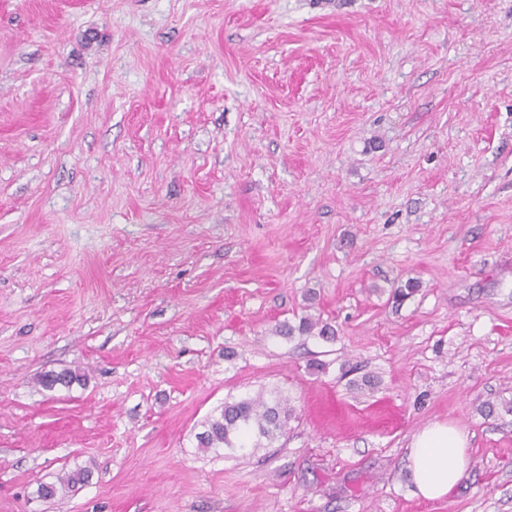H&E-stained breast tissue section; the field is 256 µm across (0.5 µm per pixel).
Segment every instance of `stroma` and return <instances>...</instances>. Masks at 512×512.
Masks as SVG:
<instances>
[{"label":"stroma","mask_w":512,"mask_h":512,"mask_svg":"<svg viewBox=\"0 0 512 512\" xmlns=\"http://www.w3.org/2000/svg\"><path fill=\"white\" fill-rule=\"evenodd\" d=\"M508 402L512 0H0V512H512ZM276 333L288 337H292L295 333H298L299 336L317 335L326 338L334 334L328 324H321L319 319H313L312 317H302L297 325H291L289 323L278 325ZM83 375L79 372L65 369L61 372L48 371L40 374L37 383L45 389H53L57 385L69 386L72 382H80ZM292 415L289 399L279 392L270 401L263 393L224 401L218 412L207 418L204 431L196 438L203 449L247 448L242 441L247 433L257 431L272 441L286 430ZM467 445V434L454 424L433 422L417 432L406 458L414 495L427 500L448 495L469 467ZM89 474V470L79 469L58 477L56 482L41 483L37 488V496L43 500L53 499L60 491L74 488L76 485L86 482Z\"/></svg>","instance_id":"obj_1"}]
</instances>
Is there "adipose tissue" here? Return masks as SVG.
<instances>
[{"mask_svg": "<svg viewBox=\"0 0 512 512\" xmlns=\"http://www.w3.org/2000/svg\"><path fill=\"white\" fill-rule=\"evenodd\" d=\"M467 445L465 431L454 424L433 422L417 432L407 453L414 495L427 500L448 495L469 467Z\"/></svg>", "mask_w": 512, "mask_h": 512, "instance_id": "ef3b65f1", "label": "adipose tissue"}]
</instances>
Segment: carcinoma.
Returning a JSON list of instances; mask_svg holds the SVG:
<instances>
[{
	"mask_svg": "<svg viewBox=\"0 0 512 512\" xmlns=\"http://www.w3.org/2000/svg\"><path fill=\"white\" fill-rule=\"evenodd\" d=\"M281 336H322L333 335V330L326 324L311 317H303L298 324L283 323L276 328ZM82 380V374L65 369L61 372L48 371L40 374L37 383L45 389L58 385L68 386ZM293 408L289 399L276 393L268 399L259 393L252 397H242L224 402L217 413L207 418L204 431L197 434L199 447L203 449L244 448L242 438L252 432L271 441L281 435L292 418ZM89 478V471L80 469L57 478L53 483H42L37 488V497L43 500L55 498L59 492L84 483Z\"/></svg>",
	"mask_w": 512,
	"mask_h": 512,
	"instance_id": "carcinoma-1",
	"label": "carcinoma"
}]
</instances>
